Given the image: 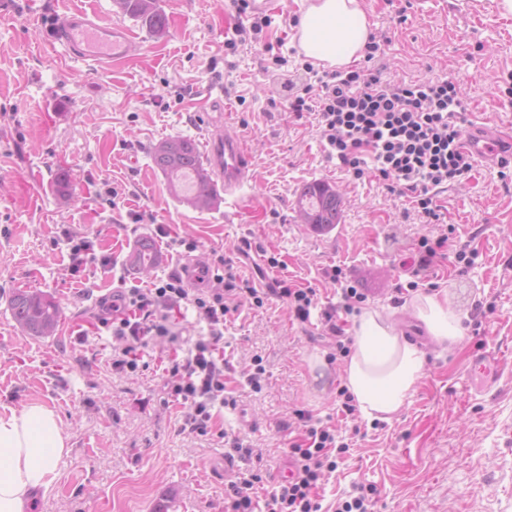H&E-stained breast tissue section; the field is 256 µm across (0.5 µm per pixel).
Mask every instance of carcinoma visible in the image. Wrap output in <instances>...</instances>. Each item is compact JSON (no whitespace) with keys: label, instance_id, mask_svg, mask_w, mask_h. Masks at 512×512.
I'll return each instance as SVG.
<instances>
[{"label":"carcinoma","instance_id":"1","mask_svg":"<svg viewBox=\"0 0 512 512\" xmlns=\"http://www.w3.org/2000/svg\"><path fill=\"white\" fill-rule=\"evenodd\" d=\"M126 14L141 20L155 34L164 33L167 21L157 9L156 0H116ZM153 163L168 180L170 191L183 202L197 208L218 204V195L202 163L195 142L175 136L161 141L153 148ZM297 213L300 221L317 228H328L339 222L341 199L328 183L314 181L305 184L298 194ZM159 261L148 241H140L129 255L130 266L149 272ZM10 309L16 323L30 336H52L61 320L58 303L49 295L30 289L14 292Z\"/></svg>","mask_w":512,"mask_h":512}]
</instances>
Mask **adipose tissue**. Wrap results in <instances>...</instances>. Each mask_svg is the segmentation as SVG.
<instances>
[{"mask_svg":"<svg viewBox=\"0 0 512 512\" xmlns=\"http://www.w3.org/2000/svg\"><path fill=\"white\" fill-rule=\"evenodd\" d=\"M370 30L362 0H309L297 35L306 58L340 69L362 57ZM409 309L432 343H460V315L447 297L417 294ZM351 332L344 385L365 419H390L421 379L425 353L392 317L373 307L354 315ZM66 440L60 418L44 404L0 416V512H26L33 492L49 490Z\"/></svg>","mask_w":512,"mask_h":512,"instance_id":"adipose-tissue-1","label":"adipose tissue"}]
</instances>
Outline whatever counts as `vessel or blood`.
I'll return each mask as SVG.
<instances>
[{"instance_id":"obj_1","label":"vessel or blood","mask_w":512,"mask_h":512,"mask_svg":"<svg viewBox=\"0 0 512 512\" xmlns=\"http://www.w3.org/2000/svg\"><path fill=\"white\" fill-rule=\"evenodd\" d=\"M52 39L69 57L100 66L125 59L133 45V34L128 28L83 9L60 14L54 24ZM210 128L212 136L205 160L223 177L224 197L233 202L249 181L250 156L240 137L225 132L218 118H211ZM463 144L480 159L500 152L499 140L478 129L473 130Z\"/></svg>"}]
</instances>
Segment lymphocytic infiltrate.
Instances as JSON below:
<instances>
[{
	"mask_svg": "<svg viewBox=\"0 0 512 512\" xmlns=\"http://www.w3.org/2000/svg\"><path fill=\"white\" fill-rule=\"evenodd\" d=\"M379 50V44L368 42L366 66L345 72L304 64L309 83L282 84L288 109L299 119L316 113L328 152L343 168L356 178L382 181L432 223L439 219L438 189L474 167L473 154L459 145L467 122L465 98L460 85L447 78L385 79L373 64ZM265 299V293L237 276L231 257L220 255L206 267L204 287H189L181 273L173 272L150 286L117 291L104 301L98 324L112 331V368L119 373L137 372L142 350L156 338H167L173 350L166 368L167 399L183 407L184 430L203 436L210 431L215 406L236 404L225 393L230 362L219 346L224 324L243 306L263 307ZM187 308L206 323L208 333L186 345L177 318ZM300 419L306 429L292 446L295 470L267 493L263 512H321L320 481L335 470L337 455L348 450L337 444L329 427L313 424L308 413Z\"/></svg>",
	"mask_w": 512,
	"mask_h": 512,
	"instance_id": "lymphocytic-infiltrate-1",
	"label": "lymphocytic infiltrate"
}]
</instances>
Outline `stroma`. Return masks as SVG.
<instances>
[{"mask_svg":"<svg viewBox=\"0 0 512 512\" xmlns=\"http://www.w3.org/2000/svg\"><path fill=\"white\" fill-rule=\"evenodd\" d=\"M165 15L155 36L115 0H0V412L41 402L61 418L68 451L58 478L29 512H224L231 481L262 467L265 490L288 474L296 411L335 429L348 444L323 483L325 512L373 487L371 512H512V183L493 162H476L439 190L440 220L425 223L407 198L372 178L355 179L330 158L317 122L295 120L279 98L284 72L301 69L295 22L301 0H271V24L224 49L238 19L233 0H156ZM387 79L456 78L470 127L512 134V16L494 0H364ZM95 10L135 36L125 60L94 70L50 40L57 13ZM278 45L286 70L270 67L257 42ZM221 97L224 128L251 158V187L237 207L193 208L172 195L151 152L171 136L204 144L210 129L195 111ZM66 179L68 189L56 184ZM313 181L342 202L335 227L300 223L297 196ZM121 194L110 208L106 187ZM197 241L194 256H231L256 287L279 279L316 288L308 322L286 301L243 309L224 326L236 408L215 407L210 432H183L179 406L164 403L167 340L134 373L112 370V336L98 327L100 299L181 270L186 259L155 227ZM97 241L96 262L71 276L66 233ZM447 235L431 279L411 286L422 238ZM151 240L160 264L133 270L128 255ZM472 253L469 266L458 251ZM280 265L272 268L268 257ZM365 294V304L397 310L414 292L444 293L461 315L462 341L444 350L423 342L424 374L403 409L369 421L340 410L346 355L337 353L323 309L338 308L350 329L332 269ZM50 294L62 309L52 336H30L12 317L14 289ZM501 356L491 388L477 391L472 360ZM320 366H311V358ZM261 391L245 382L255 362ZM260 450L244 457L233 439Z\"/></svg>","mask_w":512,"mask_h":512,"instance_id":"1","label":"stroma"}]
</instances>
